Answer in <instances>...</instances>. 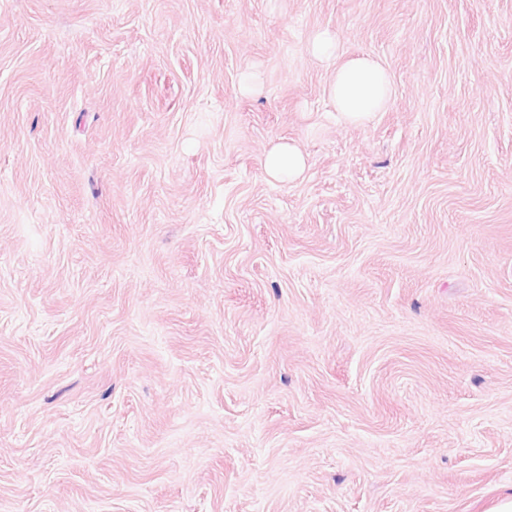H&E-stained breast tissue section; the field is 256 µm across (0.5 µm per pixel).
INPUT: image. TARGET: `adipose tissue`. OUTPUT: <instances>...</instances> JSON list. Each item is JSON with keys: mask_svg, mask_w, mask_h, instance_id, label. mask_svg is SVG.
Returning a JSON list of instances; mask_svg holds the SVG:
<instances>
[{"mask_svg": "<svg viewBox=\"0 0 512 512\" xmlns=\"http://www.w3.org/2000/svg\"><path fill=\"white\" fill-rule=\"evenodd\" d=\"M312 52L333 68L328 97L338 119L365 123L388 104L391 83L379 60L371 56L342 58L336 35L327 30L315 36Z\"/></svg>", "mask_w": 512, "mask_h": 512, "instance_id": "obj_1", "label": "adipose tissue"}]
</instances>
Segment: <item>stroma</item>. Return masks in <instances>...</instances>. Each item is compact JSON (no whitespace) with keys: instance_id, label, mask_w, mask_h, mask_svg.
I'll return each instance as SVG.
<instances>
[{"instance_id":"1","label":"stroma","mask_w":512,"mask_h":512,"mask_svg":"<svg viewBox=\"0 0 512 512\" xmlns=\"http://www.w3.org/2000/svg\"><path fill=\"white\" fill-rule=\"evenodd\" d=\"M511 495L512 0H0V512ZM312 52L333 66L328 97L338 119L365 123L388 104L391 83L379 60L371 56L343 59L338 53L336 34L327 30L315 36ZM268 172L276 178H296L304 170L305 163L300 152L286 144L274 146L266 156Z\"/></svg>"}]
</instances>
